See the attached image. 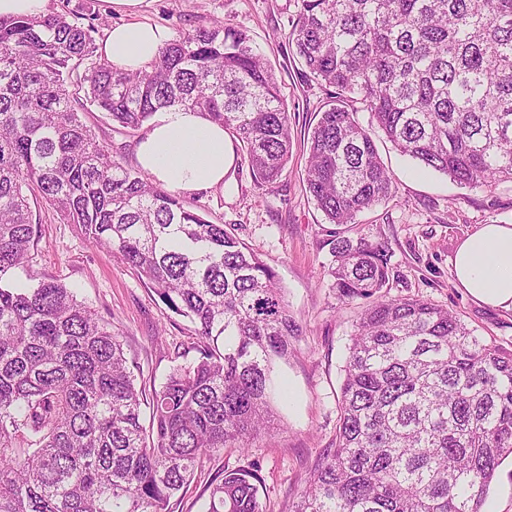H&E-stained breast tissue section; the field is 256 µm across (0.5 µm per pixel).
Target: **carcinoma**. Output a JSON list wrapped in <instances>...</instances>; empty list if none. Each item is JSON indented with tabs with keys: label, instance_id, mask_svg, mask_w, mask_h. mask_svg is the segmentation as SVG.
<instances>
[{
	"label": "carcinoma",
	"instance_id": "obj_1",
	"mask_svg": "<svg viewBox=\"0 0 512 512\" xmlns=\"http://www.w3.org/2000/svg\"><path fill=\"white\" fill-rule=\"evenodd\" d=\"M296 2L294 78L329 96L315 111L284 102L248 31L221 20L129 72L71 12L0 17V512H176L205 458L274 428L276 367L302 333L274 271L118 161L83 113L132 133L161 108L196 110L236 134L261 188L302 122L305 190L335 226L395 193L375 129L461 186L512 182V0ZM46 215L119 253L195 325L197 356L138 385L112 323L32 271ZM326 244L339 296L373 302L349 346L336 448L293 512H481L512 456V352L451 311L387 296L385 245L336 231ZM259 483L254 468L224 471L205 512H265Z\"/></svg>",
	"mask_w": 512,
	"mask_h": 512
}]
</instances>
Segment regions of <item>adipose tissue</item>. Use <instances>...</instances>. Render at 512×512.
<instances>
[{"mask_svg": "<svg viewBox=\"0 0 512 512\" xmlns=\"http://www.w3.org/2000/svg\"><path fill=\"white\" fill-rule=\"evenodd\" d=\"M171 38L164 27L135 21L113 26L100 52L116 67L137 70ZM233 160L223 126L180 107L157 111L137 148L140 167L179 195L223 187ZM452 275L456 287L477 303L512 311V224L493 221L468 233L455 251Z\"/></svg>", "mask_w": 512, "mask_h": 512, "instance_id": "obj_1", "label": "adipose tissue"}]
</instances>
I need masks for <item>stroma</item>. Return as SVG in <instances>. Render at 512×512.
Here are the masks:
<instances>
[{
  "mask_svg": "<svg viewBox=\"0 0 512 512\" xmlns=\"http://www.w3.org/2000/svg\"><path fill=\"white\" fill-rule=\"evenodd\" d=\"M48 8L97 24L94 37L99 42L109 27L128 20L109 0H49ZM295 15L294 0H145L137 18L175 35L210 19L245 28L275 74L282 96L289 100L303 94L317 107L326 100L325 88L314 82L298 84L286 69V38ZM373 138L394 176L396 192L386 203L360 213L346 235H363L386 246L389 296L419 297L447 308L475 335L512 351V312L479 305L456 288L451 265L460 240L478 225L512 223V183L461 187L443 174L420 172L382 133ZM291 142L292 158L273 191L257 187L238 154L225 174L223 190L183 198L187 208L224 225L275 271L302 334L280 371L287 392L286 403L279 406L280 430L259 435L246 451L215 453L197 471L181 512H203L206 488L220 468L251 462L258 464L264 479L259 493L267 512H291L315 466L336 446L345 359L366 302L336 293L330 275L333 257L324 244L329 226L303 183L307 128L293 125ZM33 267L59 276L79 300L111 321L138 381L163 382L178 363V349L195 340L192 324L174 314L118 254L87 243L72 225L44 219Z\"/></svg>",
  "mask_w": 512,
  "mask_h": 512,
  "instance_id": "obj_1",
  "label": "stroma"
}]
</instances>
